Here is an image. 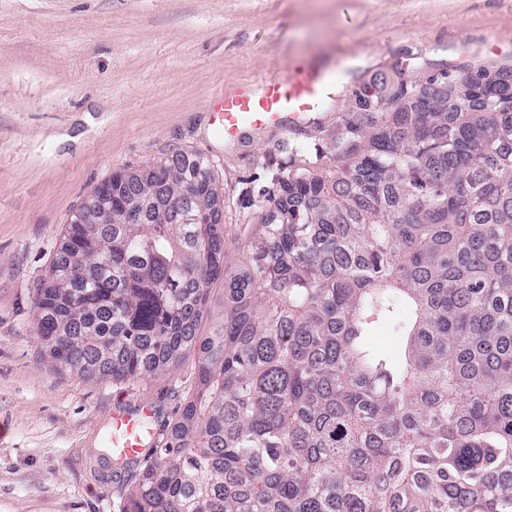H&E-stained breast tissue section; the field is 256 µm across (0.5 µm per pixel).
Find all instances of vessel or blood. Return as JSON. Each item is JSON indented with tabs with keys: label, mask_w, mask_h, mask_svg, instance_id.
Segmentation results:
<instances>
[{
	"label": "vessel or blood",
	"mask_w": 512,
	"mask_h": 512,
	"mask_svg": "<svg viewBox=\"0 0 512 512\" xmlns=\"http://www.w3.org/2000/svg\"><path fill=\"white\" fill-rule=\"evenodd\" d=\"M333 79L330 71L308 64L295 66L289 77L266 80L260 95L245 91L221 95L214 104V124L224 135L235 136L249 125L301 123L318 108ZM153 416L147 405L113 408L108 430L111 454L128 459L139 455L154 438Z\"/></svg>",
	"instance_id": "obj_1"
}]
</instances>
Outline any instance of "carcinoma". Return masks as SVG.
Here are the masks:
<instances>
[{"label":"carcinoma","mask_w":512,"mask_h":512,"mask_svg":"<svg viewBox=\"0 0 512 512\" xmlns=\"http://www.w3.org/2000/svg\"><path fill=\"white\" fill-rule=\"evenodd\" d=\"M441 79V102L400 70L356 90L237 268L192 152L113 173L112 222L66 225L34 299L55 366L138 380L199 353L170 434L115 464L122 512H512V67ZM380 321L396 363L365 345Z\"/></svg>","instance_id":"1"}]
</instances>
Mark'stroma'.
Returning <instances> with one entry per match:
<instances>
[{
  "label": "stroma",
  "instance_id": "1",
  "mask_svg": "<svg viewBox=\"0 0 512 512\" xmlns=\"http://www.w3.org/2000/svg\"><path fill=\"white\" fill-rule=\"evenodd\" d=\"M509 41L512 0H0V512H120L131 482L102 454L113 406L151 404L164 436L195 388V354L159 379L86 381L33 334L35 290L95 186L206 157L237 263L261 189L329 164L354 90L397 68L456 77L460 43L476 65ZM310 61L347 74L313 121L218 133L220 94Z\"/></svg>",
  "mask_w": 512,
  "mask_h": 512
}]
</instances>
